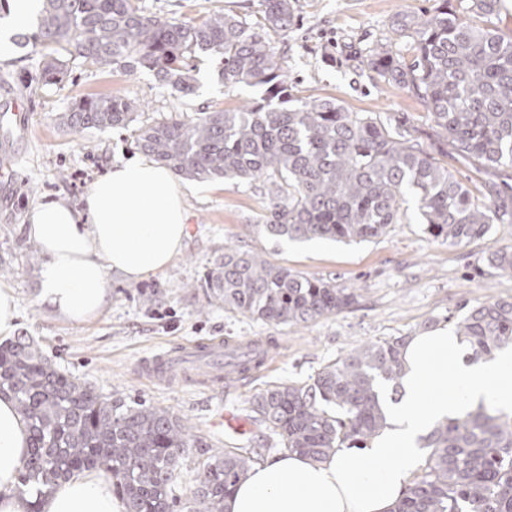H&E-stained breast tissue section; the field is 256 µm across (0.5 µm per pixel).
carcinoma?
Listing matches in <instances>:
<instances>
[{
  "mask_svg": "<svg viewBox=\"0 0 512 512\" xmlns=\"http://www.w3.org/2000/svg\"><path fill=\"white\" fill-rule=\"evenodd\" d=\"M250 24L224 10L193 20L147 15L139 0H43L35 30L17 43L58 47L98 68L152 71L181 96L194 92L193 62L219 55L224 80L264 88L235 110L147 123L135 144L175 175L198 181L269 183L267 235L370 242L388 234L412 196L435 240L457 246L512 223V185L477 192L412 138L369 112H349L332 99H299L276 58L273 39L288 32L295 0H261ZM499 0H437L423 14H397L392 37L369 56L387 83L408 89L431 110L436 126L462 155L486 168H512V35L499 28ZM66 64L46 61L48 84L64 82ZM140 105L116 95L84 96L60 116L71 132L127 127ZM512 274V250L488 257ZM209 302L276 325L315 323L358 302V289L334 278L304 277L260 255L224 249L206 274ZM457 336L474 359L512 344V299L469 307ZM406 337L367 342L325 366L310 383L280 384L251 399L255 420L282 449L315 461L338 448H366L387 425L380 383L397 384ZM224 377L260 367L240 346L224 342ZM0 394L25 417L30 451L19 490L50 493L75 469L112 477L127 512H172L174 482L190 430L168 410L106 396L44 358L28 336L0 342ZM430 449L392 512H512V413L481 404L437 422L419 438ZM252 449L226 448L207 457L185 512H224L244 478Z\"/></svg>",
  "mask_w": 512,
  "mask_h": 512,
  "instance_id": "carcinoma-1",
  "label": "carcinoma"
}]
</instances>
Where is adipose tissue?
<instances>
[{"mask_svg": "<svg viewBox=\"0 0 512 512\" xmlns=\"http://www.w3.org/2000/svg\"><path fill=\"white\" fill-rule=\"evenodd\" d=\"M186 194L169 169L135 160L111 165L82 210L63 200L36 205L22 230L44 256L37 303L82 323L107 306L109 272L136 282L165 269L187 236ZM402 359L390 428L368 447L340 448L321 462L297 453L257 461L225 499V512H391L421 464L418 438L435 422L482 402L512 412V350L475 361L459 337L436 328L412 336ZM29 450L26 420L0 395V512H127L98 469L75 472L38 500L20 493Z\"/></svg>", "mask_w": 512, "mask_h": 512, "instance_id": "1", "label": "adipose tissue"}]
</instances>
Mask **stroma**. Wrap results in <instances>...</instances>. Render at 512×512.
Wrapping results in <instances>:
<instances>
[{
	"label": "stroma",
	"instance_id": "stroma-1",
	"mask_svg": "<svg viewBox=\"0 0 512 512\" xmlns=\"http://www.w3.org/2000/svg\"><path fill=\"white\" fill-rule=\"evenodd\" d=\"M150 15L202 21L215 9L257 21L260 0H140ZM435 0H296L295 19L285 36L274 39L278 60L298 97L329 98L348 111L370 112L415 129L421 142L468 185L493 179L512 184V169L476 170L435 134L425 103L398 85L381 81L367 59L389 34L398 12L421 13ZM41 47L13 49L0 61V154L14 155L9 177H0V284L20 300L16 335L32 337L41 353L60 368L106 395L164 408L190 426L194 440L182 456L175 494L191 497L203 460L229 442L212 429L225 408L246 415L256 393L281 383H308L326 365L361 345L393 336H412L437 327L455 329L461 304L490 297L512 298V275L496 276L487 258L512 247V224L492 225L482 238L451 246L423 231L414 200L400 208L401 219L377 240L337 243L293 242L266 235L259 225L270 206L260 181L200 183L186 198L189 234L181 253L162 272L136 283L118 274L107 277L112 301L96 319L73 324L39 305L41 260L31 258L21 230L35 205L65 200L82 207L96 179L116 162L141 158L133 128L73 133L59 123L72 100L88 94L118 95L140 104L138 120L147 124L216 109H236L260 100L259 86L223 82L222 62L205 57L193 72L195 91L182 97L153 73L96 68L69 59L61 86L41 77ZM260 254L267 261L307 277L337 279L359 287L350 309L307 327L257 321L209 303L204 278L225 247ZM233 338L276 343L269 369L257 375L205 385L211 359L185 365L190 380L163 385L138 373L142 359L178 353L200 340Z\"/></svg>",
	"mask_w": 512,
	"mask_h": 512
}]
</instances>
